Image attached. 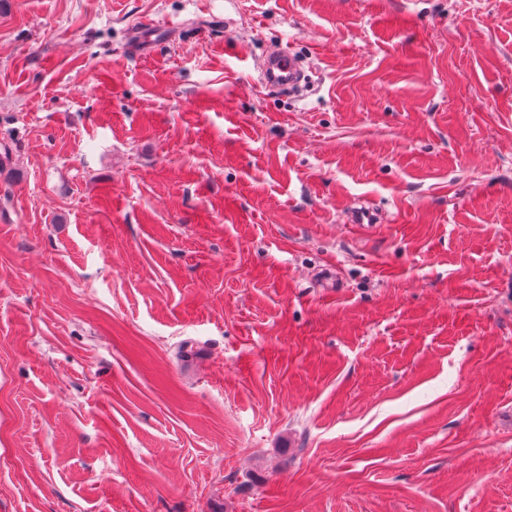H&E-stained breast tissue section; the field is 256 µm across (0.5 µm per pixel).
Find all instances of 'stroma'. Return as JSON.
<instances>
[{
	"instance_id": "1",
	"label": "stroma",
	"mask_w": 512,
	"mask_h": 512,
	"mask_svg": "<svg viewBox=\"0 0 512 512\" xmlns=\"http://www.w3.org/2000/svg\"><path fill=\"white\" fill-rule=\"evenodd\" d=\"M0 147V512H512V0H0ZM258 83L264 87L284 89L303 80V70L295 53L283 46L273 47L255 64Z\"/></svg>"
}]
</instances>
